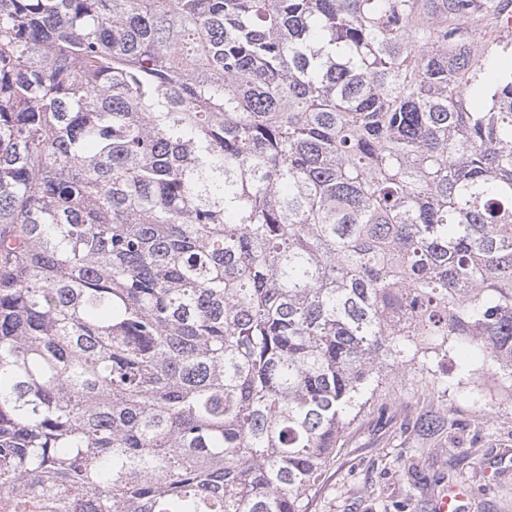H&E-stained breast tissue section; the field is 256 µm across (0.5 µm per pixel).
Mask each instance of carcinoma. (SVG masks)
I'll use <instances>...</instances> for the list:
<instances>
[{
  "label": "carcinoma",
  "instance_id": "cac0c4a2",
  "mask_svg": "<svg viewBox=\"0 0 512 512\" xmlns=\"http://www.w3.org/2000/svg\"><path fill=\"white\" fill-rule=\"evenodd\" d=\"M504 0H0V512H307L386 373L512 383ZM511 61H512V53L510 51L508 52H502L499 51L492 55L491 58L488 60V65L485 67V70L480 74L479 80L475 82V85L472 86V88L467 93V105L471 108L475 104H481L485 101H476L475 94L473 93L472 89L476 86H482L486 87L489 84H491L497 74L502 70H510L506 69V66L509 64V67H511Z\"/></svg>",
  "mask_w": 512,
  "mask_h": 512
}]
</instances>
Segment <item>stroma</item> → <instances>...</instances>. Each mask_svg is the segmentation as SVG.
Here are the masks:
<instances>
[{"mask_svg": "<svg viewBox=\"0 0 512 512\" xmlns=\"http://www.w3.org/2000/svg\"><path fill=\"white\" fill-rule=\"evenodd\" d=\"M431 413L444 419L435 434L422 426ZM453 486L466 512H512V406L487 410L472 377L435 397L403 388L384 417L358 418L308 512H435Z\"/></svg>", "mask_w": 512, "mask_h": 512, "instance_id": "stroma-1", "label": "stroma"}]
</instances>
